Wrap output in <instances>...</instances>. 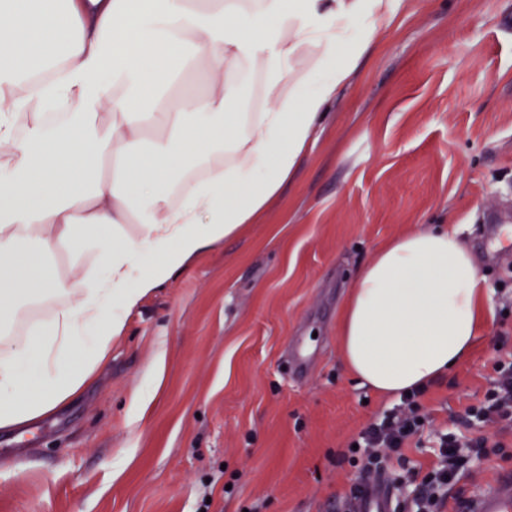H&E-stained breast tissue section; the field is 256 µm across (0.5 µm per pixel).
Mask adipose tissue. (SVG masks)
Segmentation results:
<instances>
[{"label": "adipose tissue", "instance_id": "ef3b65f1", "mask_svg": "<svg viewBox=\"0 0 512 512\" xmlns=\"http://www.w3.org/2000/svg\"><path fill=\"white\" fill-rule=\"evenodd\" d=\"M409 6L0 0V431L72 397L144 296L256 222ZM252 70L263 105L245 112ZM487 295L455 225L394 239L344 304L347 370L384 395L448 374L489 329Z\"/></svg>", "mask_w": 512, "mask_h": 512}]
</instances>
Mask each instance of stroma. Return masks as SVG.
<instances>
[{
	"label": "stroma",
	"mask_w": 512,
	"mask_h": 512,
	"mask_svg": "<svg viewBox=\"0 0 512 512\" xmlns=\"http://www.w3.org/2000/svg\"><path fill=\"white\" fill-rule=\"evenodd\" d=\"M451 222L493 319L429 385L442 428L512 352V0H412L260 217L127 315L51 416L0 434V512H334L338 452L394 400L347 371L339 314L396 236Z\"/></svg>",
	"instance_id": "obj_1"
}]
</instances>
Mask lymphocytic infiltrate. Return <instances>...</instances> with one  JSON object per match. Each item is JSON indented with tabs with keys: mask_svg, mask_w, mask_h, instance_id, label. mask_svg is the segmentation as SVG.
Segmentation results:
<instances>
[{
	"mask_svg": "<svg viewBox=\"0 0 512 512\" xmlns=\"http://www.w3.org/2000/svg\"><path fill=\"white\" fill-rule=\"evenodd\" d=\"M494 371L496 376L483 400L467 410L468 415L494 427L493 436L469 439L438 433L436 465L424 474L409 468L406 448L432 424L421 403L424 391L417 388L401 395L398 403L370 422L356 437L355 447L337 453V465L355 468L363 483L387 473L389 463L398 461L406 468L405 479L415 483L416 494L412 502L397 501L394 512H447L450 491L473 460L512 456L505 440L512 433V359L497 360Z\"/></svg>",
	"mask_w": 512,
	"mask_h": 512,
	"instance_id": "obj_1",
	"label": "lymphocytic infiltrate"
}]
</instances>
